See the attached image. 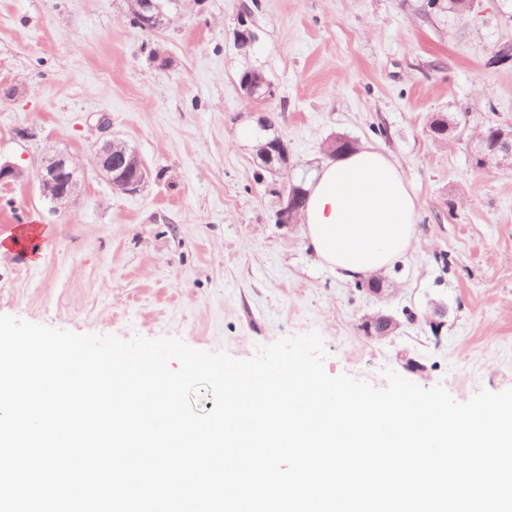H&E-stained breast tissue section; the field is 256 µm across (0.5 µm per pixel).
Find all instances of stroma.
<instances>
[{"mask_svg":"<svg viewBox=\"0 0 512 512\" xmlns=\"http://www.w3.org/2000/svg\"><path fill=\"white\" fill-rule=\"evenodd\" d=\"M129 0H0V239L41 226L37 250L0 251V314L127 340L174 336L237 359L318 331L329 375L382 389L384 369L456 400L512 387V165L475 164V136L512 125V0H180L133 28ZM255 35L240 44L237 32ZM170 57L158 68L156 53ZM275 99L255 111L243 72ZM290 168L261 170L259 116ZM455 127L437 138L435 119ZM109 133L150 173L123 193L93 170L55 209L35 179L52 151L86 164ZM345 136L388 153L417 200V240L377 272L376 295L320 264L278 194L309 181ZM399 325L380 339L376 314ZM240 88L244 98L253 107L266 104L276 95L273 84L262 72L256 70L243 73L240 79Z\"/></svg>","mask_w":512,"mask_h":512,"instance_id":"obj_1","label":"stroma"}]
</instances>
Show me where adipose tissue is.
I'll use <instances>...</instances> for the list:
<instances>
[{"label": "adipose tissue", "instance_id": "obj_1", "mask_svg": "<svg viewBox=\"0 0 512 512\" xmlns=\"http://www.w3.org/2000/svg\"><path fill=\"white\" fill-rule=\"evenodd\" d=\"M306 190L305 236L319 261L345 279L385 268L415 237L417 204L407 180L375 147L323 165Z\"/></svg>", "mask_w": 512, "mask_h": 512}]
</instances>
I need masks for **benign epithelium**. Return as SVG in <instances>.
<instances>
[{"label": "benign epithelium", "instance_id": "1", "mask_svg": "<svg viewBox=\"0 0 512 512\" xmlns=\"http://www.w3.org/2000/svg\"><path fill=\"white\" fill-rule=\"evenodd\" d=\"M132 14L143 27L155 32L170 23V18L155 0H132ZM240 88L244 98L254 107L266 104L276 95L273 84L262 72L256 70L243 73ZM479 143L482 144V150H490L489 156L481 158L484 163L499 156L512 159V126L490 129L486 136L479 139ZM257 158L259 166L268 171L281 172L288 168V150L277 136L260 144ZM90 164L113 188L122 192L139 190L147 179V169L135 149L119 139L98 141ZM83 179V165L65 152H57L45 158L38 173L41 195L57 208L66 207L76 199ZM303 194V188L296 185L280 192L277 211L280 223H296L302 210ZM367 327L370 334L385 337L396 331L397 324L392 318L381 315L367 321Z\"/></svg>", "mask_w": 512, "mask_h": 512}]
</instances>
